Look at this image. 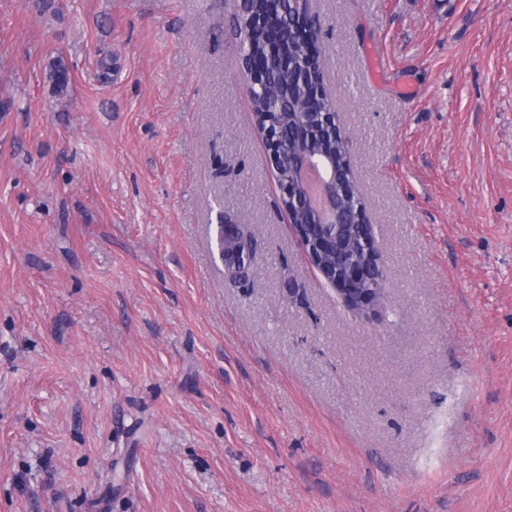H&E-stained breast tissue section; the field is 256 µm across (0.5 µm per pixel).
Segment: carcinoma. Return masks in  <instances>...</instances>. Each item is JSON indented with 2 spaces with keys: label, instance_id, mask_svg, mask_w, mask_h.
<instances>
[{
  "label": "carcinoma",
  "instance_id": "1",
  "mask_svg": "<svg viewBox=\"0 0 512 512\" xmlns=\"http://www.w3.org/2000/svg\"><path fill=\"white\" fill-rule=\"evenodd\" d=\"M242 50L264 57L269 70L268 85L251 88L252 109L259 125L276 129L288 138L300 125L319 127L324 114L332 109L316 70L309 67L301 46L288 37L274 52H269L260 35L241 38ZM47 79L52 92L63 100L69 96L71 78L68 65L60 57L49 62ZM311 147L336 158V165L350 168L348 144L330 136L311 142Z\"/></svg>",
  "mask_w": 512,
  "mask_h": 512
}]
</instances>
